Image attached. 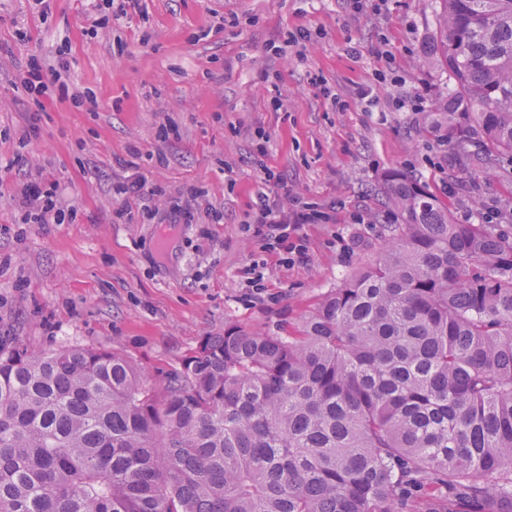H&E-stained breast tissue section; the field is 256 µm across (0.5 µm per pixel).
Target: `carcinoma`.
I'll list each match as a JSON object with an SVG mask.
<instances>
[{
  "label": "carcinoma",
  "mask_w": 512,
  "mask_h": 512,
  "mask_svg": "<svg viewBox=\"0 0 512 512\" xmlns=\"http://www.w3.org/2000/svg\"><path fill=\"white\" fill-rule=\"evenodd\" d=\"M428 129L512 164V0H438ZM390 244L294 326L224 327L158 387L130 358L0 346V512H512V233L420 180Z\"/></svg>",
  "instance_id": "1"
}]
</instances>
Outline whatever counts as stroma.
<instances>
[{"label":"stroma","instance_id":"obj_1","mask_svg":"<svg viewBox=\"0 0 512 512\" xmlns=\"http://www.w3.org/2000/svg\"><path fill=\"white\" fill-rule=\"evenodd\" d=\"M144 0L143 16L92 30L90 0H0V159L27 163L0 177V344L48 350L80 344L131 358L159 383L204 336L226 324L256 330L296 323L331 288L385 250L383 224H356L366 186L398 169L449 197L457 223L512 196V167L485 176L448 144L425 134L422 112H398L395 98L447 90L448 75L424 65L435 0ZM240 26L217 30L221 18ZM313 31L287 55L268 51L282 29ZM207 38H199L202 28ZM26 39L16 38V30ZM80 90L98 109L71 106L58 88L33 103L14 82L31 60L55 64L61 39ZM385 47L378 58L375 47ZM279 73L283 106L269 108L261 76ZM348 104L335 110L310 75ZM367 99H360V92ZM39 131L20 138L30 125ZM269 135L267 163L306 198L336 209L333 224L302 229L306 263L286 266L243 230L260 175L252 163L255 125ZM177 138L161 140L162 127ZM169 192L202 188L219 224L170 228L142 219L116 224L114 183L129 161ZM41 173L59 182L72 224H25L12 195ZM266 264L254 295L243 271Z\"/></svg>","mask_w":512,"mask_h":512}]
</instances>
